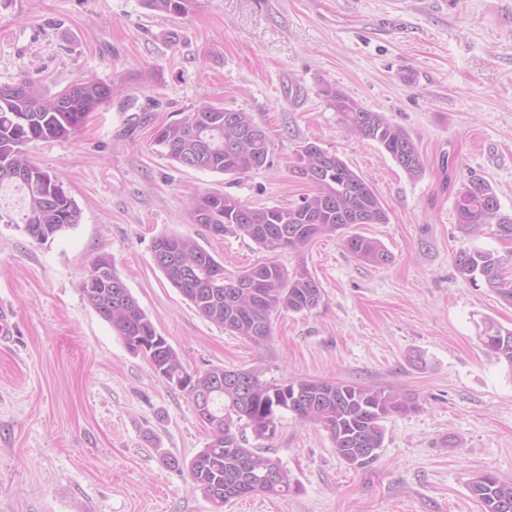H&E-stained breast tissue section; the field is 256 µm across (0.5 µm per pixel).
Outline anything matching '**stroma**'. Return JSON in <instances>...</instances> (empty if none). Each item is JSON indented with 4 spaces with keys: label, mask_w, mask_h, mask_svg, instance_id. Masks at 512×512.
<instances>
[{
    "label": "stroma",
    "mask_w": 512,
    "mask_h": 512,
    "mask_svg": "<svg viewBox=\"0 0 512 512\" xmlns=\"http://www.w3.org/2000/svg\"><path fill=\"white\" fill-rule=\"evenodd\" d=\"M35 70L50 96L86 78L113 95L71 139L25 147L62 178L80 223L44 243L0 223V306L16 326L0 341V512H213L164 463L209 440L190 400L83 296L101 256L190 370L394 387L418 401L386 420L364 467L347 465L324 429L282 414L266 445L292 491L224 512H482L472 477L512 482V368L479 339L485 319L512 327V305L454 268L462 250L512 251L494 227L465 234L454 210L475 177L512 214V0H194L182 16L142 0H0V85ZM326 85L404 127L423 175L347 134ZM202 101L252 114L270 138L264 167L236 180L157 152L155 129ZM303 141L380 196L388 223L353 231L381 242L389 264L360 263L335 237L271 252L191 222L192 203L214 190L260 207L297 201L307 187L289 163ZM167 233L192 236L228 276L269 260L307 268L324 302L272 314L270 340L255 346L167 281L153 255Z\"/></svg>",
    "instance_id": "stroma-1"
}]
</instances>
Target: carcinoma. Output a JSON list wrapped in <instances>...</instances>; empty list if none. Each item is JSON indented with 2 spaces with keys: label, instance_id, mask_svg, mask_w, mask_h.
Wrapping results in <instances>:
<instances>
[{
  "label": "carcinoma",
  "instance_id": "carcinoma-1",
  "mask_svg": "<svg viewBox=\"0 0 512 512\" xmlns=\"http://www.w3.org/2000/svg\"><path fill=\"white\" fill-rule=\"evenodd\" d=\"M143 4L159 13L184 15L192 0H143ZM320 95L349 134L376 142L409 177L422 175L423 158L403 127L332 85L323 86ZM111 98L112 86L96 79L79 80L53 96L43 95L39 80L31 74L13 85L0 86V188L22 192L26 232L34 241L46 242L79 223L81 211L58 175L28 160L25 146L36 140L70 139L92 106ZM233 120V127L224 125V108L203 101L182 118L159 126L153 142L182 168L243 177L266 164L270 139L250 113L235 112ZM237 135L243 143L230 152L224 143ZM308 167L316 178L301 179L309 190L294 203L256 207L215 190L193 202L190 219L214 236L247 237L272 251H301L318 237L336 235L356 260L388 264L390 252L380 242L347 234L358 217L365 224L389 223L388 211L373 187L340 156L305 141L295 149L290 169L294 173ZM455 212L464 232L479 234L493 224L500 239L512 241V215L501 212L496 193L485 181L472 178L464 185L456 197ZM153 252L167 281L201 317L249 340L260 331L264 339L270 338L272 314L310 312L323 299L319 281L307 269L291 273L276 261L226 276L224 265L190 236L164 234L154 242ZM511 261L494 251L474 249L459 252L454 266L461 278L476 287L484 285L512 305V276L505 273ZM249 274L259 287L248 294L236 284ZM82 292L130 352L138 353L137 339L157 340L149 360L169 384L186 371L179 354L156 331L112 264H106L92 282L82 284ZM480 340L498 361L512 368V328L487 320ZM223 375L224 368L212 367L189 377L197 386L207 387ZM243 376L245 381L226 384L214 394L213 411L204 422L210 436L206 447L185 464L176 457L164 458L167 467L188 471L215 512H223L232 499L256 493L284 495L291 490L288 470L268 455V449L248 446L241 431L275 429L278 414L289 412L303 423L324 429L345 463L364 467L376 459L383 445L386 419L417 409L413 397L394 387L310 379L274 384L261 380L253 370L243 371ZM469 489L483 512H512L511 482L485 472L471 479Z\"/></svg>",
  "mask_w": 512,
  "mask_h": 512
}]
</instances>
